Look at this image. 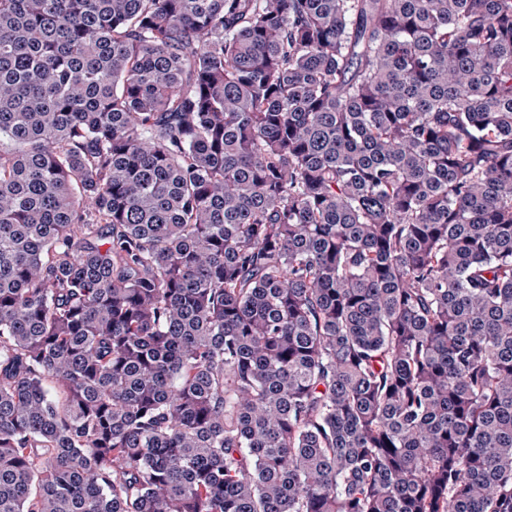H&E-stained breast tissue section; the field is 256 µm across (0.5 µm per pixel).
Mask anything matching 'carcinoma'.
I'll return each instance as SVG.
<instances>
[{
  "label": "carcinoma",
  "mask_w": 512,
  "mask_h": 512,
  "mask_svg": "<svg viewBox=\"0 0 512 512\" xmlns=\"http://www.w3.org/2000/svg\"><path fill=\"white\" fill-rule=\"evenodd\" d=\"M0 512H512V0H0Z\"/></svg>",
  "instance_id": "cac0c4a2"
}]
</instances>
